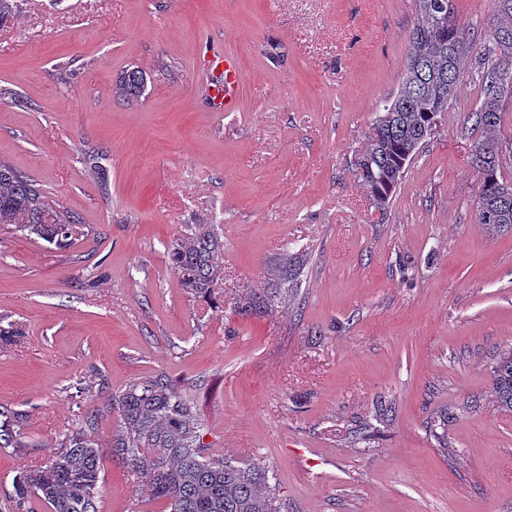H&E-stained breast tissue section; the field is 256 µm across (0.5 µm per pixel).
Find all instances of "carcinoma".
I'll use <instances>...</instances> for the list:
<instances>
[{"mask_svg":"<svg viewBox=\"0 0 512 512\" xmlns=\"http://www.w3.org/2000/svg\"><path fill=\"white\" fill-rule=\"evenodd\" d=\"M491 35L476 53L479 106L467 113L465 134L479 135L472 167L479 177L475 223L489 235L512 231V182L502 171L512 163V143L498 137L503 112L512 107V0H497ZM419 16L408 40L401 82L377 113L374 133L364 150L360 172L370 196L385 209L403 179L410 160L430 137L437 113L448 110L458 87L469 79L468 57L474 38L455 20L452 0H415ZM142 71L129 68L113 86V97L130 100L144 88ZM12 225L29 237L59 248L83 233L81 223L66 212L47 209L45 191L31 177L0 162V225ZM222 242L199 226L187 241L169 248L171 268L183 287L199 296L210 294L217 277L216 257ZM494 388L501 405L512 410V349L493 367ZM119 428L111 437L112 456L142 479L154 500L170 512H280L268 473L258 466L228 459L203 441L201 419L193 401L165 373L135 380L108 393ZM100 410L85 413L81 426L67 437L65 450L13 478L18 510L34 500L50 512H98L101 454L88 439L101 422ZM24 415L0 407V448H19Z\"/></svg>","mask_w":512,"mask_h":512,"instance_id":"obj_1","label":"carcinoma"}]
</instances>
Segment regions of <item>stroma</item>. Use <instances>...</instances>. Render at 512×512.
<instances>
[{"label":"stroma","instance_id":"1","mask_svg":"<svg viewBox=\"0 0 512 512\" xmlns=\"http://www.w3.org/2000/svg\"><path fill=\"white\" fill-rule=\"evenodd\" d=\"M0 26V160L79 218L60 250L0 227V449L13 478L61 452L110 390L158 372L195 403L212 450L259 464L283 512H512V412L492 368L512 346V231L474 220L480 100L464 83L387 210L354 161L396 92L414 0H21ZM477 41L497 0H453ZM237 57L232 112L211 111L206 40ZM146 74L126 103L123 70ZM224 242L210 300L182 288L173 241ZM270 298L254 315L240 309ZM100 512H169L108 444ZM145 78L142 71L129 68L120 74L113 86V97L120 100H130L139 97L144 88ZM24 415L4 407H0V448L20 447V428Z\"/></svg>","mask_w":512,"mask_h":512}]
</instances>
